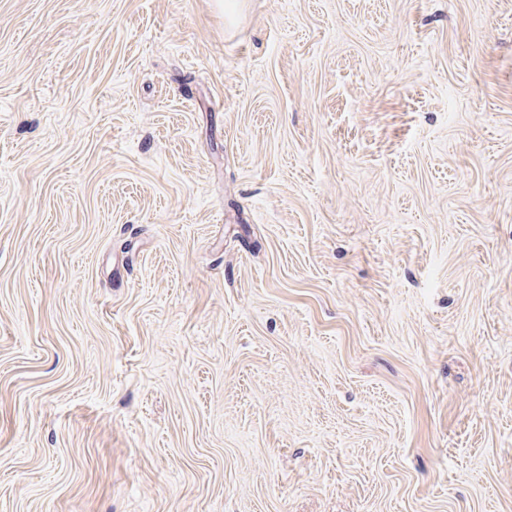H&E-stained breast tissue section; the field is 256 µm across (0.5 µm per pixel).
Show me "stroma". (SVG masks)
<instances>
[{"instance_id": "stroma-1", "label": "stroma", "mask_w": 512, "mask_h": 512, "mask_svg": "<svg viewBox=\"0 0 512 512\" xmlns=\"http://www.w3.org/2000/svg\"><path fill=\"white\" fill-rule=\"evenodd\" d=\"M0 512H512V0H0Z\"/></svg>"}]
</instances>
